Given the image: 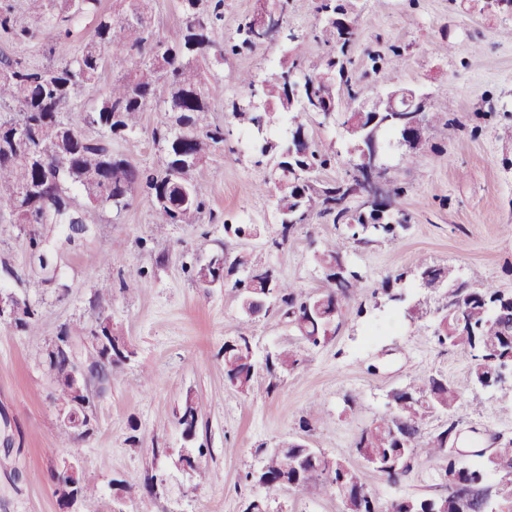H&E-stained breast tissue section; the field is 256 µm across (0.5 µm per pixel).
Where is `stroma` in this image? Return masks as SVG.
I'll list each match as a JSON object with an SVG mask.
<instances>
[{"label": "stroma", "instance_id": "obj_1", "mask_svg": "<svg viewBox=\"0 0 512 512\" xmlns=\"http://www.w3.org/2000/svg\"><path fill=\"white\" fill-rule=\"evenodd\" d=\"M358 36L349 48V71L360 98L396 85L419 89L439 118L413 150L385 138L388 187L402 188L396 205L409 227L398 240L353 246L348 260L362 286L347 300L342 325L326 343L305 344L276 312L247 317L231 285L200 288L190 271L214 255L229 253L271 267L276 276L315 294L325 284L317 254L337 229L311 214L283 247L273 244L280 225L276 199L252 192L269 165L258 151L263 140L282 139L288 126L276 114L264 131H244L232 118L233 104L250 100L238 81L255 83L309 66L325 52L314 37V0H289L285 27L296 43L280 39L262 48L230 54L220 68L209 119L223 126L225 148L210 155L200 180L208 206L193 224H170L157 233L144 191H136L121 215L84 207L86 232L71 237L60 224L0 221V291L25 299L38 312L35 331L0 321V512H61L52 474L75 462L102 498L101 512H243L260 490L243 476L257 451L301 439L328 457L346 462L379 499L438 495L447 487L436 458L417 456L411 470L392 482L366 465L353 448L360 432L389 409L392 391L418 374H433L458 387L463 401L457 446L465 463L474 450L512 440V378L475 389L470 356L438 345L434 337L439 290L401 286L405 302H391L379 288L399 271L421 263L452 266L472 284L512 291V142L499 139L512 124V15L489 12L484 0H356ZM93 30L78 20L63 40L51 25L14 45L0 37V51L33 65L49 56L76 53ZM159 105L142 115L136 135L116 139L112 151L140 168L163 158L152 130L162 120ZM306 128L334 151L327 182L346 179L349 144L341 126ZM228 224H248L252 235L227 238ZM40 240L54 254L43 272L30 247ZM117 263H110V255ZM109 288L97 298L99 288ZM416 317H409L407 307ZM131 351L112 369V381L96 403L92 430L70 439L58 416L56 385L41 351L68 332L77 355L99 322ZM377 329L368 338V329ZM252 338L256 375L243 394L224 382V343L238 331ZM287 347L304 360L267 391L263 360ZM199 412L196 441L206 453L199 473L180 470L184 446L177 415L185 398ZM161 474L167 492L151 495L146 476ZM333 492L284 491L269 512H342Z\"/></svg>", "mask_w": 512, "mask_h": 512}]
</instances>
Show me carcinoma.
<instances>
[{
  "label": "carcinoma",
  "instance_id": "1",
  "mask_svg": "<svg viewBox=\"0 0 512 512\" xmlns=\"http://www.w3.org/2000/svg\"><path fill=\"white\" fill-rule=\"evenodd\" d=\"M179 27L166 39H155L147 29L140 8L118 17L101 7V0H28L34 24L55 21L59 34L72 36L70 22L89 17L94 30L76 54L41 66L0 52V105H12L16 112L0 117V217L12 224H81L80 208L65 212L43 210L40 190L69 193L80 190L89 206L109 209L120 215L133 193L142 188L150 197L154 224H193L206 208L203 184L197 171L212 149L224 145V129L208 122L211 112L210 81L219 80L224 52L211 54V34L223 18L224 0H178ZM318 38L329 47L321 62L301 72L303 85L315 83L314 95L321 104L336 102V84L344 85L351 99H357L347 69L345 46H337L336 26L316 23ZM0 32L13 43L24 44L35 37L33 24L22 23L8 11H0ZM257 48L251 23L237 31L229 45L233 53ZM136 54V68L125 67L127 57ZM112 81L100 93L94 109L81 122L66 117L71 101L90 86L98 84L105 72ZM266 99L278 109L293 114L292 128L305 127L307 110L288 109V78L267 82ZM160 104L164 120L152 131L153 141L163 148L160 169H138L112 153V140L135 135L142 113ZM95 130L86 135L83 127ZM298 165L272 166L271 177L254 185L256 191L275 193L276 205L293 211L295 222L281 225L279 247L288 241L296 225L307 221L314 209L341 227L338 237L325 244L318 261L325 273L321 292L307 295L290 283L277 279L268 266L258 265L273 281L270 304L311 347L324 343L336 333L343 317L344 301L361 287L362 276L348 264L351 245L368 244L379 238H398L408 227L401 211H389L374 218L358 205L348 206L355 180L321 182L316 174L335 162V155L319 147L311 137L299 144ZM419 285L435 289L438 280L452 278L450 266L421 264L416 268ZM449 303L441 308L435 330L441 345L464 348L471 358L470 381L475 388L498 382L497 366L512 364V293L492 284L475 287L460 281L445 289ZM13 322L32 331L35 310L22 300L17 303ZM64 332L45 351L51 372L63 378L70 369L69 346ZM304 359L288 349L269 353L264 366L269 375L266 391L277 387L280 374L294 371ZM255 373L251 337L239 333L224 342V381L241 393L252 389ZM461 400L458 388L439 376L413 377L396 392L393 408L361 431L354 448L379 473L396 480L410 469L420 454L439 459L451 495L376 499L359 475L343 461L331 459L300 440L280 443L278 450L260 449L258 468L264 469L266 495L275 498L288 487L317 493L322 489H344V512H512V441L495 448L481 464L470 466L448 449L457 426L426 436L424 420L434 414L453 416Z\"/></svg>",
  "mask_w": 512,
  "mask_h": 512
}]
</instances>
